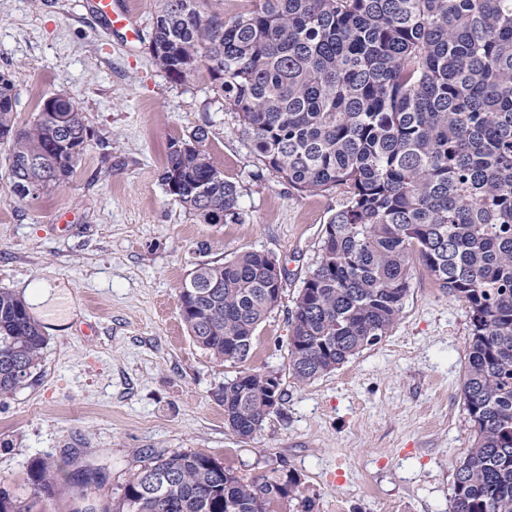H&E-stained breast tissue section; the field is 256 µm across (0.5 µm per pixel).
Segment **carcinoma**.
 Instances as JSON below:
<instances>
[{
  "label": "carcinoma",
  "instance_id": "cac0c4a2",
  "mask_svg": "<svg viewBox=\"0 0 512 512\" xmlns=\"http://www.w3.org/2000/svg\"><path fill=\"white\" fill-rule=\"evenodd\" d=\"M211 0H161L146 49L169 77L204 70L262 169L299 192L341 187L320 258L288 319V371L311 382L387 336L410 288V260L465 302L470 342L463 394L473 444L448 512H512V0H250L226 19ZM0 74V141L14 191L37 199L69 180L91 128L75 101L14 115ZM171 138L165 192L206 224L239 220V193L203 143ZM278 260L243 252L194 264L179 288L196 346L244 364L279 303ZM47 338L26 300L0 289V398L38 369ZM268 371L244 368L215 392L243 440L280 412ZM59 474L43 467L34 495ZM300 477L245 479L200 452L161 451L103 512H313Z\"/></svg>",
  "mask_w": 512,
  "mask_h": 512
}]
</instances>
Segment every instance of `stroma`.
<instances>
[{
    "mask_svg": "<svg viewBox=\"0 0 512 512\" xmlns=\"http://www.w3.org/2000/svg\"><path fill=\"white\" fill-rule=\"evenodd\" d=\"M84 3L0 0V74L14 80L19 123L62 94L94 131L69 182L36 200L15 194L0 144V288L23 296L45 280L78 306L65 326L43 319L47 346L34 379L0 399V487L26 500L42 463L72 476L88 469L97 481L58 483L31 512H101L145 456L167 449L209 454L246 478L293 471L314 512H336L339 501L347 512H448L473 443L462 392L465 303L412 262L390 335L296 383L285 359L288 317L345 193H301L260 173L207 74L171 79ZM200 127L240 192L237 222L203 223L161 184L168 140ZM203 243L212 260L258 251L285 268L282 298L247 362L280 372L285 402L248 441L227 428L214 397L236 366L203 353L180 316L178 291Z\"/></svg>",
    "mask_w": 512,
    "mask_h": 512,
    "instance_id": "1",
    "label": "stroma"
}]
</instances>
